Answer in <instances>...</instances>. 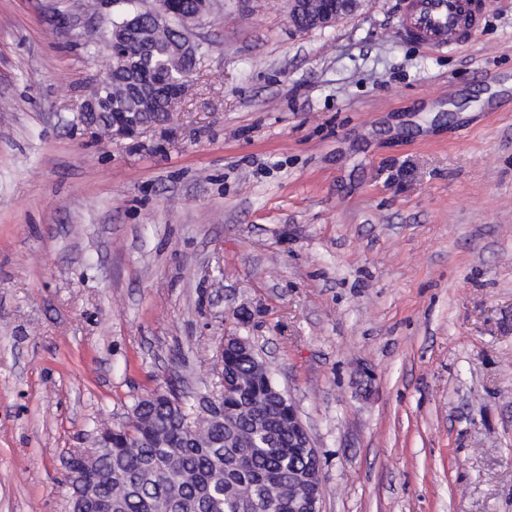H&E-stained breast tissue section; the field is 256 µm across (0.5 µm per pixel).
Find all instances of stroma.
<instances>
[{
    "label": "stroma",
    "mask_w": 512,
    "mask_h": 512,
    "mask_svg": "<svg viewBox=\"0 0 512 512\" xmlns=\"http://www.w3.org/2000/svg\"><path fill=\"white\" fill-rule=\"evenodd\" d=\"M466 44L403 0L301 31L213 0L172 111L81 106L111 11L0 0V512L249 337L322 460L323 512H512V0Z\"/></svg>",
    "instance_id": "35a3bbf8"
}]
</instances>
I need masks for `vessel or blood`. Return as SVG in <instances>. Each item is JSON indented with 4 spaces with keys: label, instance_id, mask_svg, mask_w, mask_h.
I'll use <instances>...</instances> for the list:
<instances>
[{
    "label": "vessel or blood",
    "instance_id": "obj_1",
    "mask_svg": "<svg viewBox=\"0 0 512 512\" xmlns=\"http://www.w3.org/2000/svg\"><path fill=\"white\" fill-rule=\"evenodd\" d=\"M486 0H411L399 27L408 39L434 51L462 45L483 24Z\"/></svg>",
    "mask_w": 512,
    "mask_h": 512
}]
</instances>
